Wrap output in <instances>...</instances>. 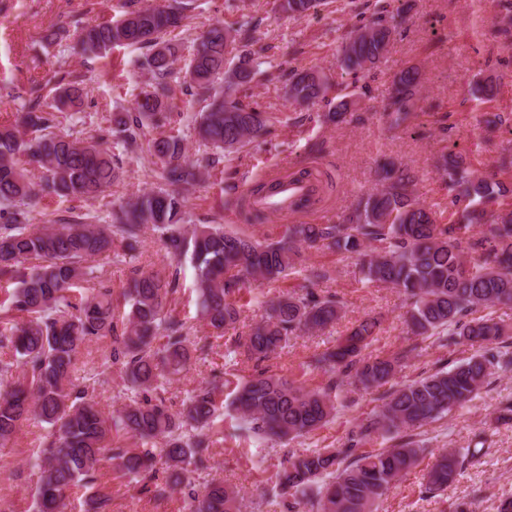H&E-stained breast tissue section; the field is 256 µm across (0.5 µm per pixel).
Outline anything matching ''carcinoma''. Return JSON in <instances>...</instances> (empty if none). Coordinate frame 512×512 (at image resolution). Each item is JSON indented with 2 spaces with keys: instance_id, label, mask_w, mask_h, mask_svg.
<instances>
[{
  "instance_id": "1",
  "label": "carcinoma",
  "mask_w": 512,
  "mask_h": 512,
  "mask_svg": "<svg viewBox=\"0 0 512 512\" xmlns=\"http://www.w3.org/2000/svg\"><path fill=\"white\" fill-rule=\"evenodd\" d=\"M321 5L323 0H285L286 10L298 17L317 12ZM192 9L193 0H179L175 7L140 6L130 0L121 18L78 31L84 56L104 57L118 47L149 48L140 66L152 75L150 89L112 117L127 146L136 144L144 129L169 123V80L178 46L166 36ZM394 30L393 20L379 19L351 31L338 49L341 69L357 79L374 68ZM236 41H246L243 29L208 25L193 39L194 76L183 80L204 103L189 116V125L217 151L214 165L242 152L272 127L270 113L241 98L261 74L263 62L243 45L238 62L227 64L229 46ZM220 78L224 90L217 91L214 84ZM41 91L39 84L30 88L25 134L13 125H0V275L33 263L10 295L13 317L0 321V346L13 350V359H0V442L32 417L51 428L36 457V512H63L67 489L77 483L94 487L107 460L114 470L164 499L188 481V466L203 463L210 447L219 417L217 384L200 383L175 412L151 397L162 387L160 378L181 374L193 358L170 303L178 290L179 270L132 269L125 291L129 311L124 313L113 306L112 289L104 285L89 295L81 293L82 283L96 279L93 262L112 252L114 239L123 243L122 251L112 252L114 259L125 263L146 228L160 233L173 258L191 255L201 319L219 337L239 321L241 306L235 295L246 282L275 285L305 272L300 285L305 293L283 290L265 302V318L236 342L240 355L254 362V371L235 383L231 407L254 435L277 442L311 433L335 417L333 398L346 385L381 392V405L352 431L348 445L284 454L276 474L280 497H310L317 512H375L376 502L420 461L424 448L414 431L472 401L496 371L512 370L507 326L494 316L495 307L512 304V183L502 178L512 169L509 156L481 174L453 151L442 157L447 224L439 223L435 205L419 199L413 177L398 167L383 170L381 187L348 208L338 222L289 224L279 240L260 242L215 224L191 223L184 190L198 176L186 162L185 139L162 135L152 141L150 154L160 166L164 186L119 206L110 224L73 221L39 228L29 223L28 211L39 192L87 198L120 177L118 163L99 141L55 132L57 113L81 104L88 95L84 82L58 85L50 102ZM327 91L326 78L313 71L295 73L288 83V98L299 105H315ZM415 96L416 71L404 69L395 76L383 109L390 128L408 120ZM348 107L342 98L319 115L320 121L344 123ZM29 162L41 168L40 181L30 178L25 168ZM311 248L354 257L363 282L402 293L414 335L459 340L475 348L474 353L394 385L392 380L417 346L390 356L365 354L380 326L378 318L366 317L310 361L328 375L320 389L262 366L292 335L322 331L341 317L344 303L338 297L314 292L316 285L331 279L330 270L302 266L303 252ZM107 337L112 364L121 366L141 392L111 418L88 397V387L74 382L81 346ZM18 365L24 367L23 380L12 383ZM114 432L130 434L139 444L114 448ZM375 435L395 444L356 453L359 442ZM459 464L455 450L440 453L428 471L427 490L448 488ZM161 471L167 473L162 483ZM188 512H240L239 490L214 481L193 487Z\"/></svg>"
}]
</instances>
